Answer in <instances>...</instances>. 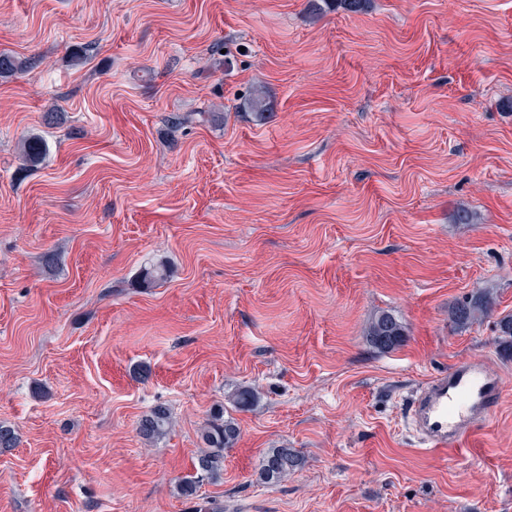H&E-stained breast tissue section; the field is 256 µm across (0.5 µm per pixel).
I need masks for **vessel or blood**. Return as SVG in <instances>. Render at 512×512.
Wrapping results in <instances>:
<instances>
[{
    "mask_svg": "<svg viewBox=\"0 0 512 512\" xmlns=\"http://www.w3.org/2000/svg\"><path fill=\"white\" fill-rule=\"evenodd\" d=\"M502 393V379L484 363L459 362L422 387L410 409L409 422L426 448H462L486 426Z\"/></svg>",
    "mask_w": 512,
    "mask_h": 512,
    "instance_id": "b4317fda",
    "label": "vessel or blood"
}]
</instances>
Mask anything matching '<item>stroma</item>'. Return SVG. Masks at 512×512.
<instances>
[{"instance_id":"35a3bbf8","label":"stroma","mask_w":512,"mask_h":512,"mask_svg":"<svg viewBox=\"0 0 512 512\" xmlns=\"http://www.w3.org/2000/svg\"><path fill=\"white\" fill-rule=\"evenodd\" d=\"M3 51L28 66L0 77V512H512V0H0ZM196 112L224 119L171 121ZM478 290L491 316L451 327ZM463 360L501 406L425 449L409 399ZM242 387L222 478L183 497ZM282 445L304 466L262 483ZM405 336V327L402 322L390 312H381L376 315L366 331V337L371 346L381 352L401 346ZM171 427L169 411L164 406L153 408L138 422L137 430L146 442H153L163 437Z\"/></svg>"}]
</instances>
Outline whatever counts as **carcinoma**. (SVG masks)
<instances>
[{
  "instance_id": "obj_1",
  "label": "carcinoma",
  "mask_w": 512,
  "mask_h": 512,
  "mask_svg": "<svg viewBox=\"0 0 512 512\" xmlns=\"http://www.w3.org/2000/svg\"><path fill=\"white\" fill-rule=\"evenodd\" d=\"M312 15L319 17L325 7L338 4L349 12L363 9L365 0H308ZM25 61L9 53L0 52V75L15 74L23 69ZM44 154L41 139L32 138L23 142L21 158L25 165L37 166ZM142 277L146 282L164 281L171 277V270L164 262L144 269ZM494 300L485 292H476L457 302L449 311V321L456 329H466L483 321L493 310ZM366 337L371 346L381 352L393 350L402 345L405 327L390 312H381L369 323ZM257 398L252 388H240L229 398L236 411L249 409ZM171 427L169 411L164 406L153 408L138 422L137 430L147 442L163 437ZM240 438V428L232 416H221L210 421L203 432L206 448L200 450L193 464V472L178 478L181 495L196 494L200 483L205 480L217 481L224 473V451L234 447ZM305 463L304 457L294 448L282 446L268 449L259 462L257 475L260 481L278 483L292 475Z\"/></svg>"
}]
</instances>
